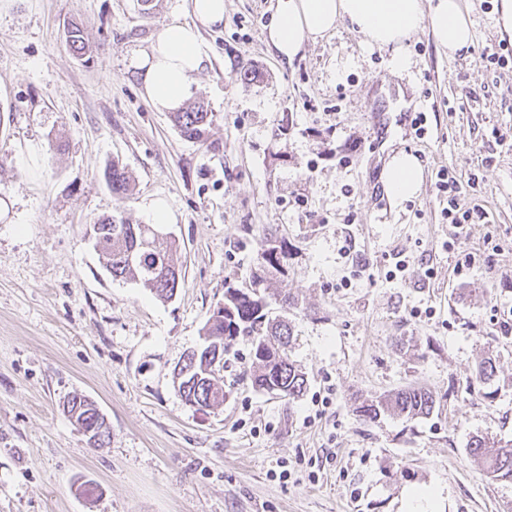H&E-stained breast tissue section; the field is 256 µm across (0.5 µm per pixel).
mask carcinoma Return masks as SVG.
Here are the masks:
<instances>
[{
  "mask_svg": "<svg viewBox=\"0 0 512 512\" xmlns=\"http://www.w3.org/2000/svg\"><path fill=\"white\" fill-rule=\"evenodd\" d=\"M70 50L82 56L86 43L80 27L67 26ZM181 134L198 139L211 124L212 113L202 103L173 113ZM105 180L112 194L122 199L129 191L130 178L125 168L112 162L105 169ZM152 224H127L106 216L92 225V238L104 267L114 279H134L150 288L159 298L171 299L184 284L180 246L171 239L156 236ZM290 256L288 242L272 234L266 236L258 271L251 274L250 285L230 283L224 289V312H212L203 327V344L189 352L174 379L186 402L211 408L224 402V380L214 370L224 369V355L237 339L249 342L253 371L251 384L256 389L288 400L303 395L308 384L306 373L290 358L293 333L288 321L268 317L261 288L285 276ZM495 361L488 357L477 363L473 378L486 384L495 377ZM439 406L433 393L419 386H408L388 394L359 401L356 415L364 422H374L387 412L410 417H427ZM67 415L79 429L92 431V444L99 447L108 436V425L96 403L74 394L64 405ZM471 455L485 463V473L495 480L512 482V439L477 437L469 445Z\"/></svg>",
  "mask_w": 512,
  "mask_h": 512,
  "instance_id": "1",
  "label": "carcinoma"
}]
</instances>
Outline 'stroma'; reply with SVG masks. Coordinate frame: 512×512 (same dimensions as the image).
<instances>
[{"instance_id":"stroma-1","label":"stroma","mask_w":512,"mask_h":512,"mask_svg":"<svg viewBox=\"0 0 512 512\" xmlns=\"http://www.w3.org/2000/svg\"><path fill=\"white\" fill-rule=\"evenodd\" d=\"M275 3L224 0L223 25L202 30L188 101L214 117L197 141L142 96L131 65L164 23L190 21L188 0H0V512H399L413 485L440 487L445 512H512V482L468 448L512 439V63L479 57L512 50L495 0H466L465 53L448 57L429 27L412 34L403 72L346 20L280 59L265 42ZM400 151L423 183L397 204L382 174ZM115 160L131 178L121 200L104 179ZM442 169L485 211L459 235ZM156 201L185 269L168 302L112 279L88 236L105 215L150 223ZM271 231L291 249L271 312L292 324L307 389H253L240 339L223 405L198 409L174 370L225 280L248 285ZM283 289L300 308L282 310ZM485 357L495 377L470 386ZM410 385L440 394L439 409L356 416V397ZM76 393L105 416L103 447L64 413ZM86 481L99 495L79 494Z\"/></svg>"}]
</instances>
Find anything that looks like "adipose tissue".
I'll return each instance as SVG.
<instances>
[{
	"label": "adipose tissue",
	"mask_w": 512,
	"mask_h": 512,
	"mask_svg": "<svg viewBox=\"0 0 512 512\" xmlns=\"http://www.w3.org/2000/svg\"><path fill=\"white\" fill-rule=\"evenodd\" d=\"M194 23L165 24L148 47L132 60L142 83L143 96L160 112L179 110L190 95L191 81L204 63L201 27L224 22V0H190ZM349 20L366 45L394 49L392 65L403 71L409 57L403 42L421 26H429L448 56L467 50L472 27L462 0H276L266 26L268 45L286 60H294L306 43L332 32L340 20ZM423 170L416 156L394 154L384 171L388 195L397 202L415 196Z\"/></svg>",
	"instance_id": "obj_1"
}]
</instances>
